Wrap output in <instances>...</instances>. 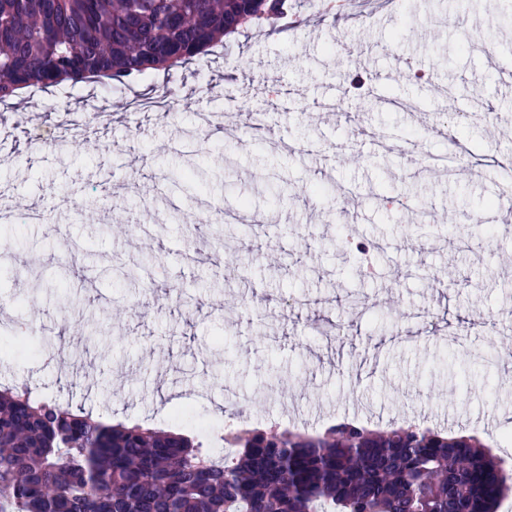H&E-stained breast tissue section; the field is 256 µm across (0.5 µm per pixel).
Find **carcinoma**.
I'll return each instance as SVG.
<instances>
[{"label":"carcinoma","instance_id":"1","mask_svg":"<svg viewBox=\"0 0 512 512\" xmlns=\"http://www.w3.org/2000/svg\"><path fill=\"white\" fill-rule=\"evenodd\" d=\"M289 0H0V101L28 88L130 86ZM196 439L107 424L28 389L0 391V512H497L512 461L469 436L349 420L318 434L229 426Z\"/></svg>","mask_w":512,"mask_h":512}]
</instances>
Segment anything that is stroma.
<instances>
[{"instance_id": "obj_1", "label": "stroma", "mask_w": 512, "mask_h": 512, "mask_svg": "<svg viewBox=\"0 0 512 512\" xmlns=\"http://www.w3.org/2000/svg\"><path fill=\"white\" fill-rule=\"evenodd\" d=\"M363 10L333 22L302 0L296 27L205 65L35 93L24 113L43 128L92 119L75 143L21 135L0 157V188L44 216L0 223V338L37 344L0 387L212 448L250 417L309 433L416 419L503 455L512 367L489 358L512 337V0ZM242 95L261 135L200 131ZM190 167L244 221L201 222Z\"/></svg>"}]
</instances>
